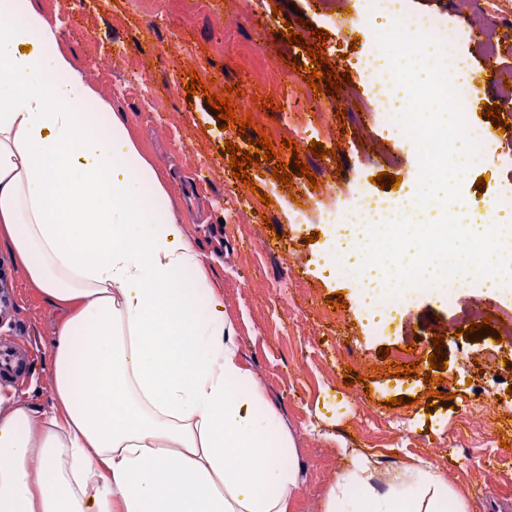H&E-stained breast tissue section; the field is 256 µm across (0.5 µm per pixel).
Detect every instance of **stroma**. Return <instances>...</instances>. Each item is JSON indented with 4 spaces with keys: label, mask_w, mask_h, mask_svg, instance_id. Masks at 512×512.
Here are the masks:
<instances>
[{
    "label": "stroma",
    "mask_w": 512,
    "mask_h": 512,
    "mask_svg": "<svg viewBox=\"0 0 512 512\" xmlns=\"http://www.w3.org/2000/svg\"><path fill=\"white\" fill-rule=\"evenodd\" d=\"M36 5L60 25L64 48L113 110L124 113L143 152L167 179L172 211L205 253L242 363L295 437L293 463L303 484L290 512H322L328 487L355 454L387 469L420 464L443 471L464 494L469 512H488L497 497L512 499V371L507 368L512 343H494L487 329L460 335V310L432 292L418 294L403 319L376 325L360 304L354 281L330 276L325 267L328 236L319 233L318 216L328 193L349 195L357 177L382 172L411 187L406 174L418 155L414 141L405 139L394 154L383 150L374 114L366 113L362 124L342 125L336 113L344 102L329 94L301 101L288 113L275 108L273 117L262 118L261 129L241 137L221 129L206 92L190 96L185 90L191 70L208 92L235 84L245 92L268 87L283 57L308 56L306 46L281 40L288 26L307 39L313 30L324 31L328 63L340 72L352 68L366 47L343 53L337 26L349 20L357 0H264L265 8L280 9L273 19L255 15L252 0H167L156 15L138 11L136 0H104L98 9L70 7L66 0H36ZM228 20L236 23L240 42L238 54L230 57L217 48ZM116 43L128 48L124 61L98 64ZM460 49L470 57L475 79L512 71V27L500 32L496 58H487L473 39L461 42ZM320 111L327 123L318 126L312 141L300 139L293 124ZM262 132L297 143L310 176H293L285 192L264 160L247 171L255 189L226 173L225 141L243 148ZM313 141L336 149V156L315 158L309 149ZM482 177L487 183L480 189L476 183ZM313 178L319 183L315 190L308 186ZM505 185L512 186V165L493 157L469 168L462 191L471 199L488 198ZM263 193L270 204L260 202ZM239 207L248 212L247 223L230 222L231 209ZM296 209L306 211L307 223H291ZM0 261L11 266L15 295L10 314L0 316V336L19 337L36 352L28 383L18 390L2 387L0 396L45 407L52 395L48 368L57 312L2 245ZM336 292L345 302L337 310L327 302ZM441 324L447 328L443 370L427 362ZM385 347L391 361L418 363L417 374L407 379L382 369L378 351ZM349 369L360 377L350 386L344 378ZM437 389L450 399L432 409L428 403ZM399 396L404 404L389 405V398ZM482 403L488 409L480 442L455 445L454 431L469 408ZM398 421L409 427L408 435L395 432Z\"/></svg>",
    "instance_id": "obj_1"
}]
</instances>
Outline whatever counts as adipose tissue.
Returning a JSON list of instances; mask_svg holds the SVG:
<instances>
[{
    "label": "adipose tissue",
    "mask_w": 512,
    "mask_h": 512,
    "mask_svg": "<svg viewBox=\"0 0 512 512\" xmlns=\"http://www.w3.org/2000/svg\"><path fill=\"white\" fill-rule=\"evenodd\" d=\"M34 0H0V243L62 314L53 401H0V512H288L294 437L122 113ZM323 512H468L433 468L360 458Z\"/></svg>",
    "instance_id": "ef3b65f1"
}]
</instances>
